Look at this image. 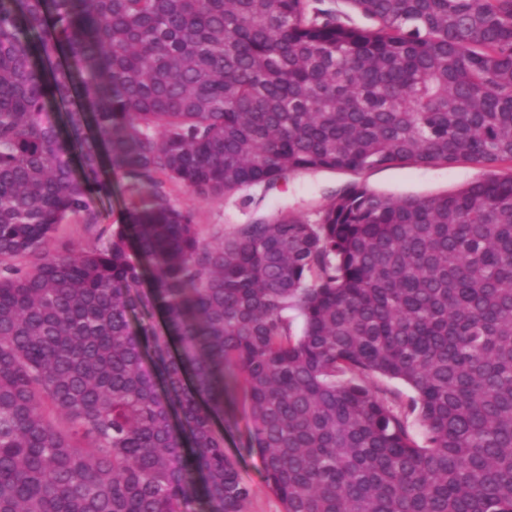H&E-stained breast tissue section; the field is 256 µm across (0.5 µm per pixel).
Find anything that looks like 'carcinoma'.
<instances>
[{"instance_id": "cac0c4a2", "label": "carcinoma", "mask_w": 512, "mask_h": 512, "mask_svg": "<svg viewBox=\"0 0 512 512\" xmlns=\"http://www.w3.org/2000/svg\"><path fill=\"white\" fill-rule=\"evenodd\" d=\"M319 2L0 0V512H248L229 394L283 512H512V0ZM460 162L219 243L166 191ZM126 191L118 177L112 178V198L103 199L96 204L100 214L98 224H86L84 216L69 218L60 224L51 242V248L60 252L72 248H102L112 233L115 224L126 202Z\"/></svg>"}]
</instances>
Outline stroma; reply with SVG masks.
I'll return each mask as SVG.
<instances>
[{
	"label": "stroma",
	"mask_w": 512,
	"mask_h": 512,
	"mask_svg": "<svg viewBox=\"0 0 512 512\" xmlns=\"http://www.w3.org/2000/svg\"><path fill=\"white\" fill-rule=\"evenodd\" d=\"M488 173V168L469 163L451 167H395L359 174L300 172L289 175L274 186L243 190L226 199L205 200L181 187L172 188L171 198L174 204L192 214L202 237L216 243L231 235L237 225L264 219L280 211L316 219L320 207L336 190L353 181L399 198L452 192L486 177ZM126 198L121 179L113 178L111 198L96 204L98 223L87 224L82 216L69 218L59 225L51 242L52 249L62 252L72 248L105 246ZM224 417V447L227 453L240 458L242 475L253 489L249 512H282L281 503L264 482L261 458L256 449L249 446L248 409L242 399H228Z\"/></svg>",
	"instance_id": "1"
}]
</instances>
